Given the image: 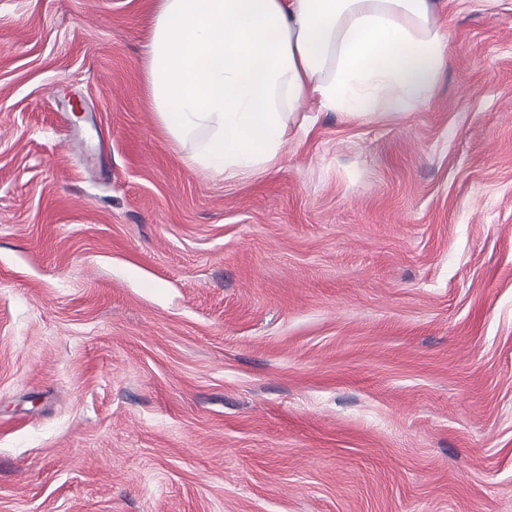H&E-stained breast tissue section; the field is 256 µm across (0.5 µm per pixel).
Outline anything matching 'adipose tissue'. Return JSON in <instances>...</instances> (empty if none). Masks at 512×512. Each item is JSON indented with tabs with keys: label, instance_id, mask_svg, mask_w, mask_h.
I'll list each match as a JSON object with an SVG mask.
<instances>
[{
	"label": "adipose tissue",
	"instance_id": "ef3b65f1",
	"mask_svg": "<svg viewBox=\"0 0 512 512\" xmlns=\"http://www.w3.org/2000/svg\"><path fill=\"white\" fill-rule=\"evenodd\" d=\"M439 0H156L146 80L161 128L227 177L274 164L308 107L414 111L448 66Z\"/></svg>",
	"mask_w": 512,
	"mask_h": 512
}]
</instances>
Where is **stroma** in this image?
<instances>
[{"instance_id": "35a3bbf8", "label": "stroma", "mask_w": 512, "mask_h": 512, "mask_svg": "<svg viewBox=\"0 0 512 512\" xmlns=\"http://www.w3.org/2000/svg\"><path fill=\"white\" fill-rule=\"evenodd\" d=\"M152 10L0 0V512H512V0L247 178L162 131Z\"/></svg>"}]
</instances>
